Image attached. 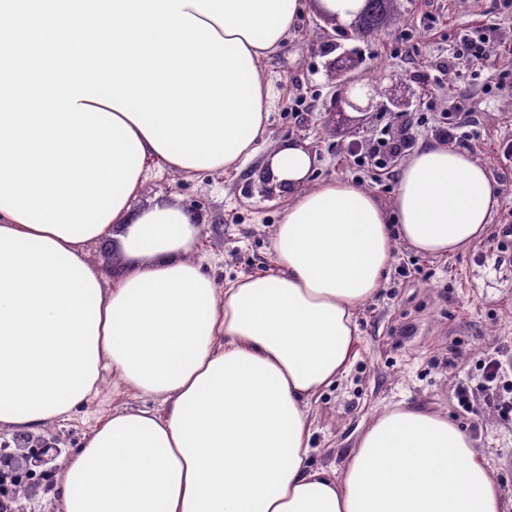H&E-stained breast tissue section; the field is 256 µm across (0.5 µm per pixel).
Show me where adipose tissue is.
Wrapping results in <instances>:
<instances>
[{
    "mask_svg": "<svg viewBox=\"0 0 512 512\" xmlns=\"http://www.w3.org/2000/svg\"><path fill=\"white\" fill-rule=\"evenodd\" d=\"M363 5L0 0V428L68 420L107 382L132 399L64 460L57 512H507L444 414L385 409L343 472L309 463L312 401L348 374L397 245L443 257L488 233L499 192L478 159L424 142L386 203L309 184L308 152L281 146L278 269L222 285L192 258L191 213L132 209L150 163L237 167L268 119L262 59L303 12L347 25ZM110 241L129 269L109 284L88 248Z\"/></svg>",
    "mask_w": 512,
    "mask_h": 512,
    "instance_id": "ef3b65f1",
    "label": "adipose tissue"
}]
</instances>
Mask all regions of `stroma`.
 <instances>
[{"label":"stroma","mask_w":512,"mask_h":512,"mask_svg":"<svg viewBox=\"0 0 512 512\" xmlns=\"http://www.w3.org/2000/svg\"><path fill=\"white\" fill-rule=\"evenodd\" d=\"M438 16L434 28L426 13ZM497 24L484 59H454L461 35ZM355 53V76L373 85V105L359 120L336 116L339 85L329 64ZM271 87L269 120L256 150L239 167L186 180L152 168L132 202L141 210L165 200L189 211L201 228L193 258L217 284L277 268L271 237L288 206V190L271 181L267 154L287 141L312 157V180L341 178L371 190L382 201L395 195L401 162L388 174L355 166L348 149L370 152L379 139L413 134L430 140L444 112L462 109L470 124L458 150L485 164L499 187L500 204L489 234L465 252L443 258L399 245L380 293L357 315V357L348 374L313 405L312 466L343 469L361 426L386 407L404 403L448 415L485 456L504 497H512V415L495 403L512 401V246L502 228L512 225V14L498 0H398L375 34L356 38L352 28L322 15L299 18L287 39L264 61ZM409 97L403 113L381 108L389 95ZM307 111L293 112L295 98ZM498 358L502 372L486 388L483 364ZM467 392L468 405L459 402ZM104 385L82 413L41 429L58 438L63 455L79 447L94 417L126 403ZM56 475L27 481L26 490L0 498L6 512H55Z\"/></svg>","instance_id":"stroma-1"}]
</instances>
